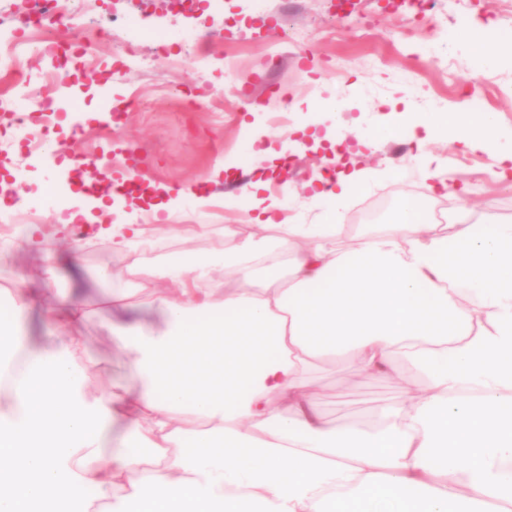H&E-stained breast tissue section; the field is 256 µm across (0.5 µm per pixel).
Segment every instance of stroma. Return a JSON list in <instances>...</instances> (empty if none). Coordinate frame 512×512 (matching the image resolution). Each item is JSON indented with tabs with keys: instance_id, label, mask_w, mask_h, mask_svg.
<instances>
[{
	"instance_id": "35a3bbf8",
	"label": "stroma",
	"mask_w": 512,
	"mask_h": 512,
	"mask_svg": "<svg viewBox=\"0 0 512 512\" xmlns=\"http://www.w3.org/2000/svg\"><path fill=\"white\" fill-rule=\"evenodd\" d=\"M112 14L130 15L138 27L129 56L103 53L93 69L74 71L63 88L68 112L47 124L29 90L57 67V54H34L26 85L8 88L26 115L25 127L0 119V196L40 215L34 241L26 226L0 223V291L28 292L22 331L31 345L50 347L70 333L83 337L87 354L77 365L91 395L130 378L129 356L108 327L118 316L113 298L126 295L121 316L156 329L165 316L143 298L175 289L130 276V257L113 253L100 227L141 225L155 243L139 256L146 266L203 258L223 248L224 225L263 236L242 194L249 182L259 184V197H276L285 216L322 224L336 213L354 239L368 230L354 220L363 201L412 195L429 214L444 200L408 175L415 148L407 137L410 118L451 107L468 111L480 95L484 111L496 113L502 132L512 134V52L482 66L453 37L468 25L512 44V0L495 9L485 0H356L352 16L342 20L335 0H196L189 15L175 12L170 0H99L82 22L93 28ZM171 55L182 57L179 68L170 67ZM230 62L244 95L219 100L216 92L230 83ZM476 68L479 83H463ZM107 96L124 105L138 99L147 108L125 105L122 114L105 113L100 104ZM337 100L343 103L339 112L331 108ZM384 123L394 128L391 139L363 140V133ZM31 130L54 140L47 160L28 146ZM427 149L443 160L448 185L466 188L472 221L512 224V181L496 180L492 155L464 153L440 139ZM80 154L99 155L108 182L148 183L155 202L172 203L171 216L158 221L141 201L116 198L111 212L93 207L89 221L69 224L67 196ZM326 169L334 175L364 170L371 179L338 210L330 198L311 196V183ZM201 196L207 205L198 204ZM45 239L58 250L51 298L44 293ZM55 298L88 302L85 321L68 327L50 318ZM309 380L328 420L366 426L375 423L380 407L403 395L405 382L423 383L410 370L401 381L369 378L350 361L324 362Z\"/></svg>"
}]
</instances>
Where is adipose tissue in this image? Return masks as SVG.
I'll use <instances>...</instances> for the list:
<instances>
[{
    "label": "adipose tissue",
    "instance_id": "adipose-tissue-1",
    "mask_svg": "<svg viewBox=\"0 0 512 512\" xmlns=\"http://www.w3.org/2000/svg\"><path fill=\"white\" fill-rule=\"evenodd\" d=\"M418 126L423 180L441 174L427 141L448 135L512 177L495 113ZM263 226L272 238L225 225L224 250L189 265L130 264L181 295L154 298L163 328L113 325L134 379L97 397L77 376L81 338L24 347L26 291L0 300V512H73L90 487L108 512H512V224H428L409 197L357 243L340 224ZM272 240L287 280L214 288L216 267L274 261ZM342 359L424 383L374 426L335 424L306 375ZM117 421L131 437H113Z\"/></svg>",
    "mask_w": 512,
    "mask_h": 512
}]
</instances>
